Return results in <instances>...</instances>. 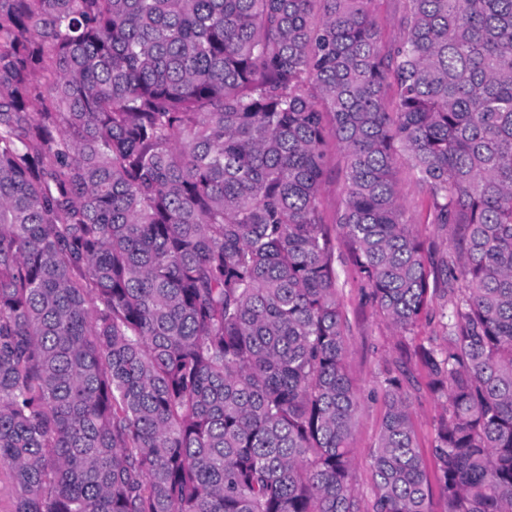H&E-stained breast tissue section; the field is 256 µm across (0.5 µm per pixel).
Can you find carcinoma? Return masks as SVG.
<instances>
[{
	"label": "carcinoma",
	"instance_id": "carcinoma-1",
	"mask_svg": "<svg viewBox=\"0 0 512 512\" xmlns=\"http://www.w3.org/2000/svg\"><path fill=\"white\" fill-rule=\"evenodd\" d=\"M369 2L0 0L13 512H364L335 232L400 337L372 512H431L404 361L432 277L439 493L512 512V0H405L390 42ZM331 166L321 189V206L328 224L335 218L345 201L344 156L338 145H330ZM398 179L402 203L407 215L415 225V230L425 245L436 248V254L446 253L453 248V241L448 230L438 224H431V216L425 194L417 186L413 170L406 160L401 158L398 164Z\"/></svg>",
	"mask_w": 512,
	"mask_h": 512
}]
</instances>
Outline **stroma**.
<instances>
[{
  "mask_svg": "<svg viewBox=\"0 0 512 512\" xmlns=\"http://www.w3.org/2000/svg\"><path fill=\"white\" fill-rule=\"evenodd\" d=\"M330 172L321 189V206L326 222H333L337 210L345 201L344 156L338 146L330 148ZM401 200L415 230L427 247L437 253L451 251L453 241L447 230L432 224L426 197L417 186L413 170L407 160L398 164ZM336 271L341 309L345 317L348 336L346 369L357 389L362 403L355 438L352 443L354 470L353 483L364 503L373 501V477L369 452L376 444L383 415L381 383L387 362L398 355V338L381 319L365 297L366 287L356 275L351 263L349 248L344 239L336 241ZM443 304L441 297H434L430 317L416 326L409 350L413 355L409 367L413 376L410 401L417 435V444L426 460L430 479H437L438 472L432 450L437 437V426L443 414V405L428 389V374L414 352L420 346L438 341L441 329L434 314Z\"/></svg>",
  "mask_w": 512,
  "mask_h": 512,
  "instance_id": "35a3bbf8",
  "label": "stroma"
}]
</instances>
